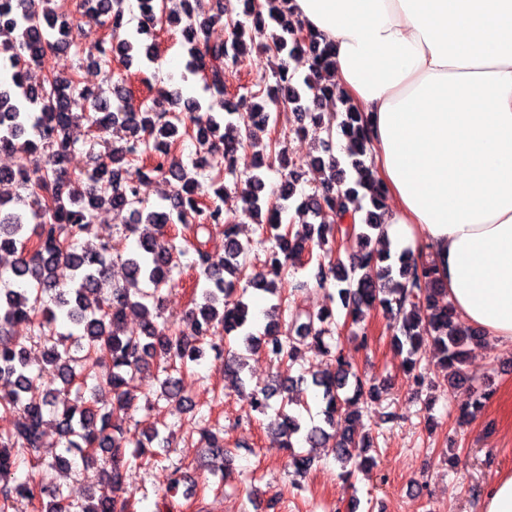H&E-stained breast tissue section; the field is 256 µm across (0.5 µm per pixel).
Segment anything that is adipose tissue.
Returning a JSON list of instances; mask_svg holds the SVG:
<instances>
[{"label": "adipose tissue", "mask_w": 512, "mask_h": 512, "mask_svg": "<svg viewBox=\"0 0 512 512\" xmlns=\"http://www.w3.org/2000/svg\"><path fill=\"white\" fill-rule=\"evenodd\" d=\"M334 47L390 208L465 326L512 346V0H292Z\"/></svg>", "instance_id": "obj_1"}]
</instances>
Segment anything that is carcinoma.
<instances>
[{
  "label": "carcinoma",
  "instance_id": "obj_1",
  "mask_svg": "<svg viewBox=\"0 0 512 512\" xmlns=\"http://www.w3.org/2000/svg\"><path fill=\"white\" fill-rule=\"evenodd\" d=\"M52 2L0 0V9L15 15L14 21L0 24V62L9 68L0 79V151L18 150L39 158L32 167L0 169V252L14 257L10 277L18 284L0 289V416L18 417L12 431L0 434L1 508L24 500L38 505V512H130L127 473L156 458L152 447L161 441V432L154 424L127 430L111 424L112 416L136 407L131 383L153 366L164 373L158 380V396L184 406L182 375L199 363L207 339L221 328L226 343L262 353L291 370L306 340L320 351L326 349L322 324L334 319L335 300L356 325L370 311L379 310L393 332L396 350L405 354V372L418 390L425 375L417 368V354L425 344L433 345L442 366L459 370L468 346L486 343L480 332L459 324L429 266L408 253L393 258L390 251L378 249L386 194L372 167L365 164L364 157L370 154L365 121L336 93L328 46L304 31L299 21L286 19L290 0H265L263 5L245 0V22L232 18L235 8L225 6L224 0L212 4L181 0L186 19L182 36L190 45L189 72L203 74L219 106H224L226 77L241 70L248 47L256 40L265 39L264 51L277 60L275 84L258 82L240 96L247 112H220L212 124L194 131L188 129L183 113L198 110L200 102L165 93L166 106L150 98L133 106L124 78L112 83L109 96L102 89L88 91L76 72L62 76L48 70L38 84H29L31 65L42 63L49 51H71L109 73L116 59L129 64L136 54L149 60L157 57L156 46L141 45L135 34L162 20L160 0H139L141 19L135 28L122 0H82L80 18L107 30L106 37L91 46L79 41V22L55 16ZM216 24L229 28L220 42L209 39ZM285 52L307 54L309 73L303 80L289 72L281 58ZM77 97L87 101L91 111H72ZM281 98L292 105L297 129L306 133L311 127L344 137L349 143L348 162L344 166L336 158L330 140H320L324 155L311 161L319 174L317 184L302 193L295 206L309 218L306 224L283 223V214L295 202L300 174L290 176L275 204L266 199L261 174L246 179L241 200L257 220L259 242H272L262 267L252 269L248 263L252 243L238 239L235 225H224L223 247L210 246V225L224 218L227 188L221 177L212 178L209 171L218 160L224 175L238 178L239 150L247 139L276 125L269 105ZM327 104L340 116L335 129L325 122L324 112L316 111ZM34 107L39 108L35 116ZM83 121L98 134L114 125L128 132L124 143L112 146L90 169L81 165L78 156L83 150L70 136V129ZM187 136L195 140L197 149L185 162L172 153V147ZM266 149L255 163L257 170L272 167L286 155L284 142L277 138L269 140ZM149 172L160 174L168 186L164 203L153 208L139 193V183ZM337 185L346 189L336 192ZM104 205L130 212L129 233L136 234L141 224L152 226L155 233L140 236L137 248L119 259L113 257L110 242L95 248L84 245L94 211ZM177 227L193 249V266L199 269L198 294L192 295L185 331L172 328L161 315L162 291L171 287V273L178 263L176 248L162 237ZM338 242L355 245L347 269L332 259ZM315 246L322 250L316 258ZM304 256L317 259V284L331 285L337 294H328L329 303L297 326L284 319L288 304L283 278ZM117 261L123 274L114 282L112 267ZM61 268L69 270V281L58 278ZM251 291L278 298L261 334L246 330ZM131 318L139 325L135 332L127 330ZM18 323L28 325L44 343L43 363L33 364L26 345L11 334L10 328ZM334 361V368L311 376V385L324 403L318 425L304 424L292 408L294 386L304 381L302 376L290 374L249 396L252 411L265 416L274 412L273 424L286 438L288 466L298 475L306 473L312 462L295 450L294 443L300 440L311 448L331 449L344 466L357 464L370 447L349 408L359 399H376V385L357 375L342 353H336ZM245 366L241 354L227 351L224 372L240 384ZM47 369L59 379L65 400L38 386ZM488 396L489 392L474 388L459 399V423L469 422ZM49 421L64 454L46 464L38 459L36 467H66L69 454L79 456L87 466L100 467L96 488L83 506L69 502L58 488L46 494L42 482L31 474L17 475L19 455L34 456L44 447ZM201 435L206 450L226 461L221 479L232 480V458L221 431L205 429Z\"/></svg>",
  "mask_w": 512,
  "mask_h": 512
}]
</instances>
